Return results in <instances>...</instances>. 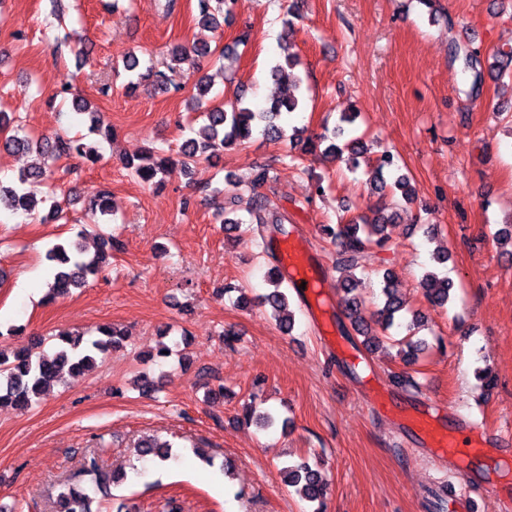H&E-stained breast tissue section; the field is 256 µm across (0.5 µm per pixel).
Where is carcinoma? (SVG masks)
<instances>
[{
	"instance_id": "1",
	"label": "carcinoma",
	"mask_w": 512,
	"mask_h": 512,
	"mask_svg": "<svg viewBox=\"0 0 512 512\" xmlns=\"http://www.w3.org/2000/svg\"><path fill=\"white\" fill-rule=\"evenodd\" d=\"M234 3L235 0H197V23L213 30L219 28L222 25L221 19L231 12ZM215 54L225 57L224 48H213L206 43L191 47L177 45L168 50L169 60L160 66L153 62L143 66L136 54L129 53L123 57V68L127 72L130 88L147 82L162 92L177 91L180 89L177 77L181 64L192 55L205 58ZM450 54L453 59L461 61L463 82L470 86V91L479 90L484 79V68L479 52L452 44ZM491 58L497 76L512 75V49H499ZM297 66L298 58L290 54L285 62L277 61L270 67L271 78L288 84L293 88V92L282 98H272L261 108L253 103L243 102L240 95L235 97V101L228 109L224 108L222 101L210 103L207 99L210 84L206 77L199 78L195 84L197 96L194 100V109L204 110L206 124L198 132V136L185 140L177 159L156 155L150 151L140 157V163L128 160L125 166L131 169V173L140 183L160 185L163 179L176 170L186 175L199 159L222 152L226 146L249 142L257 131L271 139L282 137L278 124L282 114L301 112L306 107V88L303 77L295 72ZM74 105L80 113L89 115L90 125L87 134L59 135L53 141L45 140L34 145L27 135L19 134L21 128L18 127L16 134L0 143L3 148L13 151H29L34 148L40 156L39 160L21 170L11 184L5 185L0 182V208L34 212L39 202L28 195L25 185L31 180L49 179L52 176L49 161L62 156L80 157L91 162L99 158L97 142L89 143L87 138L95 135L103 140H110L113 137L112 126L104 123L99 112L88 110V102L85 99H75ZM342 134L343 129L337 128L330 133L321 134L319 141L329 142L325 153L335 159L346 160L347 165L354 169L359 164L354 157V154L358 153V142L350 141L341 146L336 144V138ZM397 168L398 159L391 152L385 151L377 158L374 180L378 182L379 189L383 190L387 186L384 172ZM269 180V168L261 167L255 171L248 187L249 206L246 212L249 218L228 217L224 207L220 211V214L224 215L223 223L232 225L238 231L243 229L251 232L260 238L258 245L265 252L269 249L266 233L287 232L286 217L267 210L264 196L261 194V189ZM110 196L109 190L99 189L91 202V215L100 224L110 223ZM322 232L336 244L334 268L344 279L345 292L350 293L353 291L354 271L362 267V261L369 253L384 248L388 243V237L385 235V218L377 212L371 218L361 216L338 224H324ZM111 251L110 239L102 241L99 251L91 257L85 255V251L76 240L67 244H56L48 249L46 259L52 268L49 298L68 294L73 288L84 287L88 276H96L103 269L111 257ZM267 279L272 289L260 296L261 303L274 312L279 327L290 332L294 321L292 315L287 313L288 296L281 290L284 276L280 270V263L270 264ZM419 286L427 300L438 307L448 303L453 290V283L434 271L425 272ZM381 294V307L369 317L366 316L365 309L357 298L352 297L344 301V318L357 335L362 337L361 344L369 352L380 345L379 337L373 334L371 323L375 322L387 330L394 326L396 319L401 317V312L405 309L394 286L393 276L389 272L384 273ZM98 333L97 337L87 336L83 332L62 334L59 336L54 354L44 355L36 360L20 352L10 355L0 348V407L13 405L26 408L32 405V401L40 397L48 386L61 380L64 370L80 374L94 368L99 356L122 345L127 336L125 330L116 326H102L98 328ZM138 448L139 455L143 458H170V447L151 439L140 442ZM81 473L89 477V480L80 486V491H74L75 485L71 483L60 485L56 498V512H91L90 505L97 496L107 495L111 484L124 478L123 474L104 468L102 453L99 451H90L83 456ZM283 474L285 484L295 488V492L302 499L323 502L324 479L307 459L302 458L285 466Z\"/></svg>"
}]
</instances>
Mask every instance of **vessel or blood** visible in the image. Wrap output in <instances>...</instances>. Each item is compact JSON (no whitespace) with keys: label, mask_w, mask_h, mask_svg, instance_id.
<instances>
[{"label":"vessel or blood","mask_w":512,"mask_h":512,"mask_svg":"<svg viewBox=\"0 0 512 512\" xmlns=\"http://www.w3.org/2000/svg\"><path fill=\"white\" fill-rule=\"evenodd\" d=\"M281 269L293 286L303 287L305 294L319 293L323 286L321 274L309 263L293 242H285ZM414 428L439 457L454 467L467 468L471 460L486 453L491 438L484 428L470 424L466 428L442 429L431 413H424L414 422Z\"/></svg>","instance_id":"b4317fda"}]
</instances>
